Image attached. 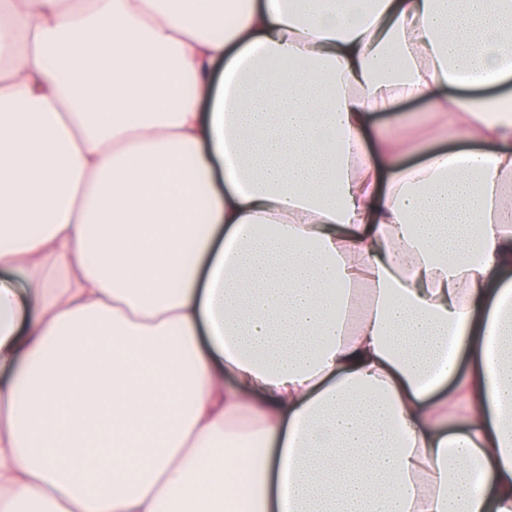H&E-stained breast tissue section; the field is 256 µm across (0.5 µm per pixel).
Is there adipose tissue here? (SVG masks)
<instances>
[{"label":"adipose tissue","mask_w":512,"mask_h":512,"mask_svg":"<svg viewBox=\"0 0 512 512\" xmlns=\"http://www.w3.org/2000/svg\"><path fill=\"white\" fill-rule=\"evenodd\" d=\"M510 84L512 0H0V512H512Z\"/></svg>","instance_id":"adipose-tissue-1"}]
</instances>
